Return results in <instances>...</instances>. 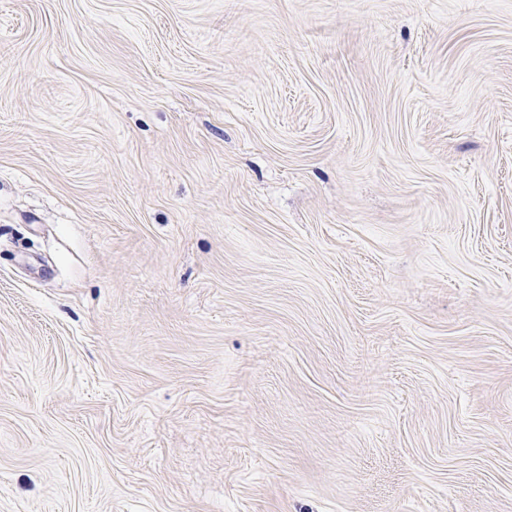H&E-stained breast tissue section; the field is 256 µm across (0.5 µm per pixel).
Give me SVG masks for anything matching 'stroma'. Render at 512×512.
I'll return each instance as SVG.
<instances>
[{
  "label": "stroma",
  "instance_id": "1",
  "mask_svg": "<svg viewBox=\"0 0 512 512\" xmlns=\"http://www.w3.org/2000/svg\"><path fill=\"white\" fill-rule=\"evenodd\" d=\"M0 512H512V0H0Z\"/></svg>",
  "mask_w": 512,
  "mask_h": 512
}]
</instances>
